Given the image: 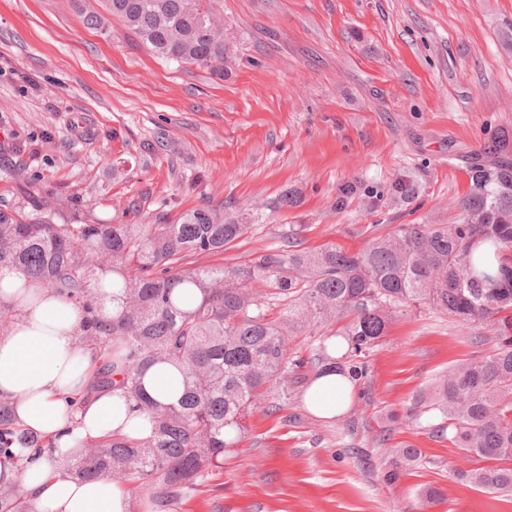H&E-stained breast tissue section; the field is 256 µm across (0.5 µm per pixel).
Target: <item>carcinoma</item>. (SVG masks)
I'll use <instances>...</instances> for the list:
<instances>
[{
    "label": "carcinoma",
    "instance_id": "1",
    "mask_svg": "<svg viewBox=\"0 0 512 512\" xmlns=\"http://www.w3.org/2000/svg\"><path fill=\"white\" fill-rule=\"evenodd\" d=\"M118 19L156 56L224 74L227 45L221 0H102L85 25L106 29ZM469 167L470 189L458 224H399L352 252L338 245L300 247L302 226L283 244L244 263L186 269L194 254H218L256 229L243 219L198 208L180 224H54L0 209V268L10 267L81 306L112 275L121 280L122 311L88 320L80 343L95 349L94 388L120 387L154 420L146 439L112 436L60 462L69 474H108L132 495L164 508L217 468L241 440L248 411L288 379V345L314 327L320 370L332 365L354 380L356 359L377 346L400 308L425 306L463 325L491 323L497 348L458 363L433 387L417 392L407 418L431 419L432 437L488 465L460 473L491 492L512 491V159ZM393 195L410 202L415 182L403 175ZM179 288L198 303L182 307ZM281 309L270 314L275 305ZM339 337L341 361L326 341ZM172 363L184 391L162 404L143 389V371ZM49 442L15 424L0 399V454ZM420 458L416 448L389 449V475ZM0 512H31L18 485L0 487Z\"/></svg>",
    "mask_w": 512,
    "mask_h": 512
}]
</instances>
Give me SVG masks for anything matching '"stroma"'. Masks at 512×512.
<instances>
[{"instance_id":"obj_1","label":"stroma","mask_w":512,"mask_h":512,"mask_svg":"<svg viewBox=\"0 0 512 512\" xmlns=\"http://www.w3.org/2000/svg\"><path fill=\"white\" fill-rule=\"evenodd\" d=\"M223 76L155 57L100 0H0V209L56 224H178L201 208L256 230L186 267L233 265L304 225L303 246L351 250L399 224H452L467 169L512 141V0H223ZM409 173L413 203L393 201ZM358 190L337 208L341 189ZM292 192L297 203L284 206ZM492 326L407 308L363 358L331 419L288 381L249 412L238 448L167 512H512V493L460 480L475 461L401 422L415 392L496 346ZM421 452L387 482L385 446ZM440 488L441 501L420 492Z\"/></svg>"}]
</instances>
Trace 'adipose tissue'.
I'll return each mask as SVG.
<instances>
[{
  "instance_id": "obj_1",
  "label": "adipose tissue",
  "mask_w": 512,
  "mask_h": 512,
  "mask_svg": "<svg viewBox=\"0 0 512 512\" xmlns=\"http://www.w3.org/2000/svg\"><path fill=\"white\" fill-rule=\"evenodd\" d=\"M0 305L14 312L0 330V397L13 401L20 428L54 447L49 455L33 450L19 458L0 455V486H21L36 512H132L130 493L111 477L84 481L57 464L86 442L152 433L148 415L134 410L121 389L91 392L96 352L79 342L81 309L55 292L26 285L23 274L6 267L0 269ZM142 385L165 404L183 393L182 373L169 363L149 366ZM352 388L349 379L328 369L308 387L303 403L332 418Z\"/></svg>"
}]
</instances>
